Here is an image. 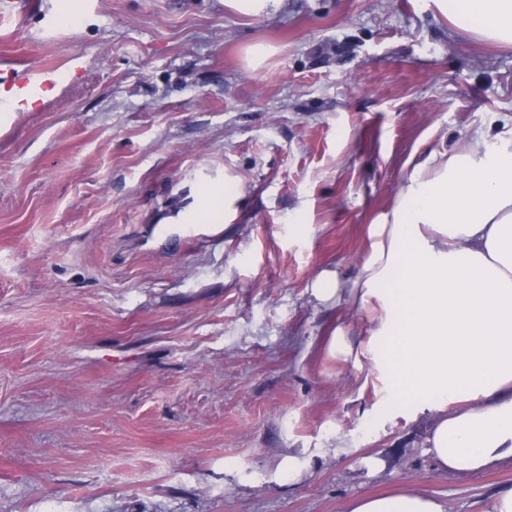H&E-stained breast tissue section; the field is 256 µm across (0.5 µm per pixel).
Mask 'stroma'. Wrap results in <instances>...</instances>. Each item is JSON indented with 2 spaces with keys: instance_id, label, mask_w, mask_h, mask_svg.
I'll list each match as a JSON object with an SVG mask.
<instances>
[{
  "instance_id": "1",
  "label": "stroma",
  "mask_w": 512,
  "mask_h": 512,
  "mask_svg": "<svg viewBox=\"0 0 512 512\" xmlns=\"http://www.w3.org/2000/svg\"><path fill=\"white\" fill-rule=\"evenodd\" d=\"M38 66L58 90L0 121V512H347L400 487L484 512L512 486L511 463L440 470L435 411L386 420L380 371L327 351L359 313L311 289L353 277L411 153L512 116V47L432 0H33L0 69ZM205 163L240 203L188 249L163 219ZM286 0H224V8L248 18H264L277 14Z\"/></svg>"
}]
</instances>
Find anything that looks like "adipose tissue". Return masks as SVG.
<instances>
[{"label": "adipose tissue", "instance_id": "adipose-tissue-1", "mask_svg": "<svg viewBox=\"0 0 512 512\" xmlns=\"http://www.w3.org/2000/svg\"><path fill=\"white\" fill-rule=\"evenodd\" d=\"M433 3L457 31L512 46V0ZM406 166L354 279L325 274L313 292L365 313L363 357L398 408L437 411L426 443L438 466L473 475L512 462V119ZM348 512L447 509L398 489Z\"/></svg>", "mask_w": 512, "mask_h": 512}]
</instances>
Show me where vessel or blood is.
<instances>
[{
  "label": "vessel or blood",
  "instance_id": "vessel-or-blood-1",
  "mask_svg": "<svg viewBox=\"0 0 512 512\" xmlns=\"http://www.w3.org/2000/svg\"><path fill=\"white\" fill-rule=\"evenodd\" d=\"M56 80V71L49 66L22 72L0 70V117L25 111L47 92ZM236 201L224 196V176L215 166L202 169L197 179V195L178 212L185 242L196 246L214 240L222 233L225 221L233 218Z\"/></svg>",
  "mask_w": 512,
  "mask_h": 512
}]
</instances>
